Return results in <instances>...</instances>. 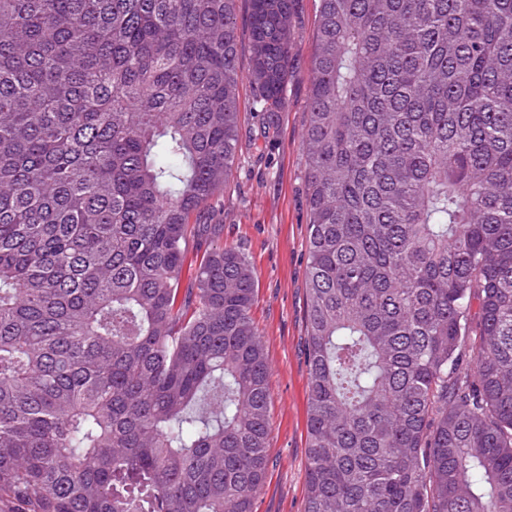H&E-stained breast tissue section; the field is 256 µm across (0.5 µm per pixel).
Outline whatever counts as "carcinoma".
<instances>
[{
    "mask_svg": "<svg viewBox=\"0 0 512 512\" xmlns=\"http://www.w3.org/2000/svg\"><path fill=\"white\" fill-rule=\"evenodd\" d=\"M238 2L0 0V512H254ZM248 2L278 112L297 0ZM320 2L302 512H512V0Z\"/></svg>",
    "mask_w": 512,
    "mask_h": 512,
    "instance_id": "obj_1",
    "label": "carcinoma"
}]
</instances>
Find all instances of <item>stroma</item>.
Instances as JSON below:
<instances>
[{
    "instance_id": "obj_1",
    "label": "stroma",
    "mask_w": 512,
    "mask_h": 512,
    "mask_svg": "<svg viewBox=\"0 0 512 512\" xmlns=\"http://www.w3.org/2000/svg\"><path fill=\"white\" fill-rule=\"evenodd\" d=\"M320 0H297L291 21L296 56L285 105L261 112L249 81L240 85L237 168L215 221L240 247L258 280L251 316L270 366L269 468L256 512H302L307 461V180L301 149L313 78L311 50ZM272 134H265V127Z\"/></svg>"
}]
</instances>
